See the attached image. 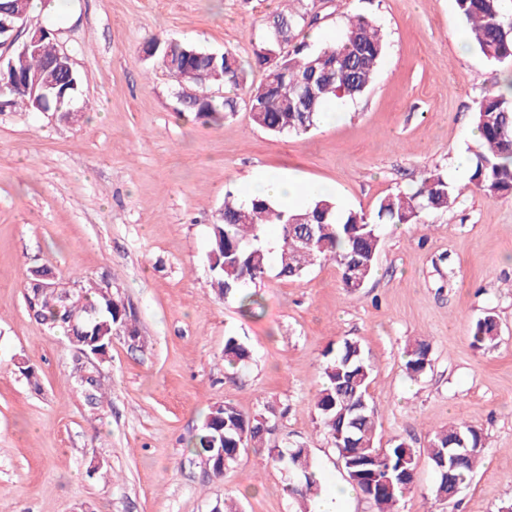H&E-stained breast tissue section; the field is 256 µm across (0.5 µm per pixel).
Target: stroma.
<instances>
[{
  "instance_id": "obj_1",
  "label": "stroma",
  "mask_w": 512,
  "mask_h": 512,
  "mask_svg": "<svg viewBox=\"0 0 512 512\" xmlns=\"http://www.w3.org/2000/svg\"><path fill=\"white\" fill-rule=\"evenodd\" d=\"M280 6L58 0L30 15L52 26L83 75V116L64 124L51 112H0V512H212L227 496L241 512H299L267 450L309 448L322 493L345 483L313 408L322 353L345 338L360 341L375 370L377 446L400 437L425 447L457 418L485 435L455 502L434 498L424 463L400 512H498L512 500V198L465 190L424 223L384 225L376 272L353 294L331 261L298 279L270 267L255 316L209 286L211 224L227 191L267 172L373 213L380 198L466 155L477 101L508 72L459 48L466 27L454 0H323L317 45L352 14L372 17L388 43L374 85L336 103V120L275 136L243 106L221 124L181 117L173 80L148 66L143 45L175 38L249 65ZM44 266L64 282H109L136 312L144 344L113 337L97 366L102 403L76 384L87 359L27 310L24 287ZM489 311L500 337L478 350L471 327ZM229 336L251 348L248 365H225ZM417 338L429 342L431 366L412 379L404 350ZM224 402L274 413L275 427L217 477L188 446Z\"/></svg>"
}]
</instances>
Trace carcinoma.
<instances>
[{
  "label": "carcinoma",
  "mask_w": 512,
  "mask_h": 512,
  "mask_svg": "<svg viewBox=\"0 0 512 512\" xmlns=\"http://www.w3.org/2000/svg\"><path fill=\"white\" fill-rule=\"evenodd\" d=\"M507 0H455L456 9L470 27L472 42L488 61L512 64V8ZM316 0L304 10L282 9L266 22L263 40L255 51L254 68L262 72L257 83L248 82L238 56L224 51L211 53L177 39L155 37L158 50L149 59L165 69L180 88L184 111L193 118L220 123L237 111L238 97L217 99L214 86L248 96L252 122L274 135H302L315 128L324 106L333 100L355 101L372 86L387 43L381 29L362 15L346 17L341 37L333 44L312 48L298 41L304 30L315 25ZM15 0H0V39L12 34L7 29ZM56 44L52 33L34 49H17L0 71V102L31 112L70 109L83 77L78 71L68 79L47 68ZM35 82L41 94L18 91L21 84ZM477 144L470 148L469 184L485 198L512 196V74L484 95L474 109ZM456 196L448 187V174L435 169L408 192L379 199L374 214L340 210L333 197L319 194L306 208L285 212L272 198L242 200L228 192L224 206L211 224L208 260L209 285L221 298L236 299L244 311L260 307L257 294L244 286L262 281L271 256H276L279 275L300 278L316 263L332 261L341 273L343 288L355 291L375 273L380 228L384 224H422L433 211L450 207ZM279 226L275 244L265 238V227ZM52 288L45 290L43 285ZM27 309L50 329H61L78 353L96 352L100 361L109 357L116 331L140 342L132 308L118 293L99 283L76 279L69 286L48 267L30 272L26 285ZM500 335L496 316L489 312L472 328V345L492 346ZM251 358L250 348L237 336L224 342V362L242 366ZM430 366V345L417 339L405 350V369L420 376ZM322 384L314 398L315 420L330 438L348 483L368 499L376 512H398L406 491L419 477L421 457L434 468L433 493L448 499L454 487L472 479L484 448L481 429L464 419L437 430L427 448L412 447L396 439L388 448L375 445V408L368 388L374 368L355 339L343 340L324 353ZM79 387L90 400L102 398L100 380L89 373L80 376ZM269 431V417L249 416L233 404L211 406L190 451L213 459L232 448L259 447ZM464 437L469 456L453 471V482L436 468L437 461L457 447ZM268 459L290 471L289 492L306 503L317 496L319 474L308 449L269 448Z\"/></svg>",
  "instance_id": "1"
}]
</instances>
